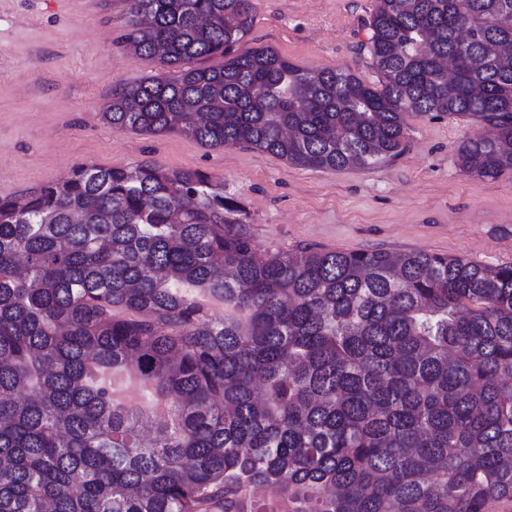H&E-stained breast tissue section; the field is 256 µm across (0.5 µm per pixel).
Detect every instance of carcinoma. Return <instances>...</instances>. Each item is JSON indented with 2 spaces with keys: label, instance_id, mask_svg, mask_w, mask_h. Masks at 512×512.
<instances>
[{
  "label": "carcinoma",
  "instance_id": "1",
  "mask_svg": "<svg viewBox=\"0 0 512 512\" xmlns=\"http://www.w3.org/2000/svg\"><path fill=\"white\" fill-rule=\"evenodd\" d=\"M127 2V43L177 76L116 89L114 128L336 170L398 158L410 117L467 116L491 134L460 169L512 172V0H377V85L237 51L251 0ZM117 370L168 414L114 398ZM507 505L512 265L262 250L224 185L156 163L0 198V512Z\"/></svg>",
  "mask_w": 512,
  "mask_h": 512
}]
</instances>
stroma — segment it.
I'll return each mask as SVG.
<instances>
[{"instance_id":"stroma-1","label":"stroma","mask_w":512,"mask_h":512,"mask_svg":"<svg viewBox=\"0 0 512 512\" xmlns=\"http://www.w3.org/2000/svg\"><path fill=\"white\" fill-rule=\"evenodd\" d=\"M377 0H252L241 49L268 45L304 69L345 68L364 83L367 22ZM126 0H0V197L65 179L78 164L151 161L200 170L243 202L256 241L271 251L419 250L481 265L512 264V172L463 173L459 145L484 125L464 116L412 118L397 159L319 170L236 145L107 124L121 85L172 69L126 43Z\"/></svg>"}]
</instances>
